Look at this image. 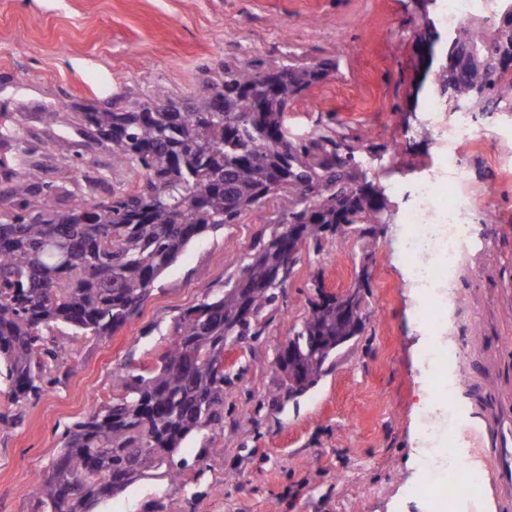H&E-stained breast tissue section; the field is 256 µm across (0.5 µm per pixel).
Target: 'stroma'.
Wrapping results in <instances>:
<instances>
[{
	"label": "stroma",
	"mask_w": 512,
	"mask_h": 512,
	"mask_svg": "<svg viewBox=\"0 0 512 512\" xmlns=\"http://www.w3.org/2000/svg\"><path fill=\"white\" fill-rule=\"evenodd\" d=\"M421 30L416 0H0V127L23 124L40 145L35 161L73 193L82 190L75 157L54 147L67 130L44 113L123 93L147 101L160 89L182 100L205 89L223 63L254 60L335 61L327 80L289 102V131L332 137L368 181L404 189L388 196L393 223L364 224L299 253L287 288L230 356L223 427L183 441L185 467L174 476L150 470L93 512H112L116 501L124 512H428L427 497L403 496L421 479L415 456L428 381L427 331L401 248L405 193L438 159L427 117L433 97L415 92ZM472 119L474 139L461 151L470 183L443 184L445 200L465 198L472 216L447 337L461 347L463 430L485 469L479 512H512V481L494 476L501 449L512 448V116ZM488 209L495 218L486 223ZM279 221L272 195L239 223L195 238L139 316L111 335L56 331L75 368L52 365V385L16 408V426L0 429V512H33L66 427L112 405L117 369L152 370L179 315L236 279ZM360 276V333L314 387L288 396L276 357L310 316L315 285L341 292Z\"/></svg>",
	"instance_id": "35a3bbf8"
}]
</instances>
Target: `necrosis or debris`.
<instances>
[{
	"mask_svg": "<svg viewBox=\"0 0 512 512\" xmlns=\"http://www.w3.org/2000/svg\"><path fill=\"white\" fill-rule=\"evenodd\" d=\"M471 139L469 113L458 110L448 129L449 147L440 156L441 167L447 170L457 186L470 181V169L463 162L459 145ZM440 179L430 174L419 184L415 202L406 209L404 221L413 232L405 253L411 263L410 284L419 294V319L425 328H440L446 323L444 313L454 298V275L459 257L472 237L470 212L464 201L440 208ZM426 363L435 377L440 403L448 410V421L436 424L427 420L423 431L427 448L422 459L423 482L448 502L447 510L432 507L430 512H475L481 500L484 475L473 449L460 439L456 425L465 415L457 397L461 382L459 369L461 351L452 343L427 349Z\"/></svg>",
	"mask_w": 512,
	"mask_h": 512,
	"instance_id": "4bbe7bcc",
	"label": "necrosis or debris"
}]
</instances>
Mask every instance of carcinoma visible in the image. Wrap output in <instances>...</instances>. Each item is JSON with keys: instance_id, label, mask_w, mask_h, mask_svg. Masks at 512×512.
<instances>
[{"instance_id": "cac0c4a2", "label": "carcinoma", "mask_w": 512, "mask_h": 512, "mask_svg": "<svg viewBox=\"0 0 512 512\" xmlns=\"http://www.w3.org/2000/svg\"><path fill=\"white\" fill-rule=\"evenodd\" d=\"M457 38L471 47L461 72L448 69V48L419 38L438 57L429 85L451 109L512 112V76L488 64L512 54V0H496L492 17L461 27ZM335 69L331 60L317 67L226 63L223 77L183 102L162 92L151 101L126 94L86 112L44 113L102 146L112 164L134 169L140 180L131 188H113L79 153L87 192L74 195L31 162L23 126L0 131L21 166L0 160V381L11 403L36 398L51 383L46 360L73 368L51 340L59 326L102 337L129 323L193 238L238 223L271 194L280 199L281 224L300 226L301 248L392 216L384 188L361 180L355 155L343 160L333 138L286 135L288 102ZM278 237L258 244L261 257L244 265L255 287L241 293L229 282L183 312L172 346L148 375L114 372L122 397L67 429L35 512H91L145 471L184 465L174 461L181 443L224 417V371L213 355L228 337L251 331L297 261ZM328 328L313 312L288 337L298 352L289 361L295 380L288 392L302 394L321 377L332 352H318L315 337Z\"/></svg>"}]
</instances>
